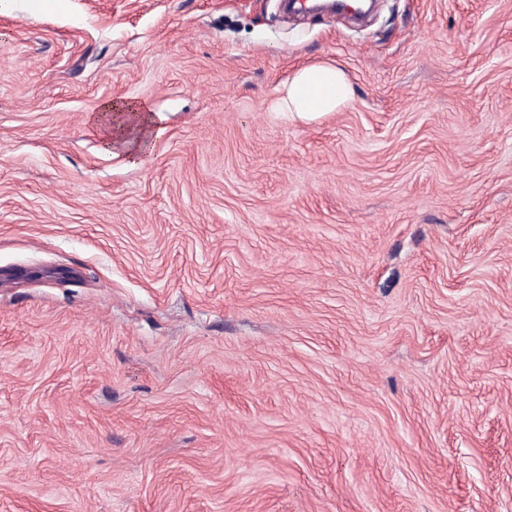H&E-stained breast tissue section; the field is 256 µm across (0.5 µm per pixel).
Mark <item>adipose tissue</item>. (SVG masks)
I'll use <instances>...</instances> for the list:
<instances>
[{
  "label": "adipose tissue",
  "mask_w": 512,
  "mask_h": 512,
  "mask_svg": "<svg viewBox=\"0 0 512 512\" xmlns=\"http://www.w3.org/2000/svg\"><path fill=\"white\" fill-rule=\"evenodd\" d=\"M353 97V88L341 65L317 62L298 68L279 90L274 109L302 119L338 111ZM157 114L129 101L106 102L99 116L104 143L113 157L137 164L158 131Z\"/></svg>",
  "instance_id": "1"
}]
</instances>
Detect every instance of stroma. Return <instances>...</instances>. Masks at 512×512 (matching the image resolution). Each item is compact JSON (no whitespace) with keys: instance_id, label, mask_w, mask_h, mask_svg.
I'll return each instance as SVG.
<instances>
[{"instance_id":"stroma-1","label":"stroma","mask_w":512,"mask_h":512,"mask_svg":"<svg viewBox=\"0 0 512 512\" xmlns=\"http://www.w3.org/2000/svg\"><path fill=\"white\" fill-rule=\"evenodd\" d=\"M0 512H512V0L0 12ZM278 93L275 111L309 119L347 105L353 88L341 65L317 62L298 68ZM101 112L95 119L105 127L106 148L112 152L113 157L125 163H139L149 141L159 131L156 121L159 112L129 101L106 102Z\"/></svg>"}]
</instances>
